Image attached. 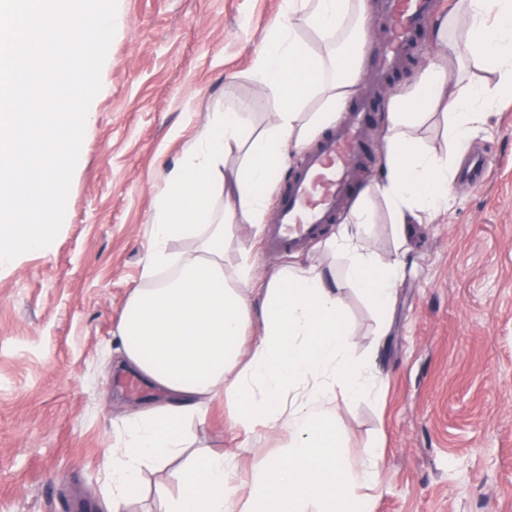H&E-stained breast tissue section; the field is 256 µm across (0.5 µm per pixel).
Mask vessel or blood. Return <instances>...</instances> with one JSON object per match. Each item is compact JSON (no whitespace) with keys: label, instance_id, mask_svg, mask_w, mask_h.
Masks as SVG:
<instances>
[{"label":"vessel or blood","instance_id":"1","mask_svg":"<svg viewBox=\"0 0 512 512\" xmlns=\"http://www.w3.org/2000/svg\"><path fill=\"white\" fill-rule=\"evenodd\" d=\"M386 32L376 45L373 76L350 104L344 118L302 151L300 162L281 189L276 219L268 224L263 252H296L319 239L329 225L345 217L367 182L372 116L383 106L382 92L417 46L420 34L432 25L435 0H380Z\"/></svg>","mask_w":512,"mask_h":512}]
</instances>
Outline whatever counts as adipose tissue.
Here are the masks:
<instances>
[{"instance_id":"1","label":"adipose tissue","mask_w":512,"mask_h":512,"mask_svg":"<svg viewBox=\"0 0 512 512\" xmlns=\"http://www.w3.org/2000/svg\"><path fill=\"white\" fill-rule=\"evenodd\" d=\"M284 11L302 15L334 54L310 55L292 26L276 25L253 66L257 83L275 101L274 123L255 135L239 112L213 118L155 197V247L143 261L140 287L123 306L116 365L162 399L124 422L119 447L106 456L112 483L106 512H127L142 492L145 471L181 456L188 463L171 512H368L354 489L377 482L378 451L366 449L358 466L344 465L332 422L339 404L379 394L373 360L353 356L343 292L356 289L386 309L407 264L381 259L365 244L371 221L365 200L384 198L401 233L447 211L448 159L427 151L410 131L428 114L441 113L448 139L460 151L486 122L499 88L512 85V0H457L437 19L433 35L446 52L407 93L392 98L384 177L365 189L364 201L330 243L347 261L346 280L310 265L259 284L245 263L231 286L224 277L228 225L241 217L261 224L263 189L286 151L304 147L335 120L355 94L365 62L368 0H285ZM454 66L475 68L480 76L451 79ZM314 96L320 110L305 111ZM239 150L246 163L227 168V158ZM219 194L225 201L220 213L213 206ZM176 239L197 246L171 252L168 244ZM254 317L263 334L248 346L244 335ZM227 393L242 403L232 424L284 426L292 437L280 454L252 471L242 496L232 483L231 455L189 451L181 432Z\"/></svg>"}]
</instances>
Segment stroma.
<instances>
[{
    "instance_id": "1",
    "label": "stroma",
    "mask_w": 512,
    "mask_h": 512,
    "mask_svg": "<svg viewBox=\"0 0 512 512\" xmlns=\"http://www.w3.org/2000/svg\"><path fill=\"white\" fill-rule=\"evenodd\" d=\"M283 0H118L116 32L92 100L66 215L49 254L0 269V512H104L105 457L127 411L157 402L120 386L121 311L141 283L154 197L192 140L228 108L248 130L274 121L253 76ZM470 139L489 160L479 187L454 178L447 212L398 239L382 198L368 204V242L408 263L381 312L345 295L353 354L377 355L380 395L341 404V455L379 448L372 512H512V87ZM261 232L232 225L224 274L241 261L270 276L294 260L344 277L345 258L318 242L300 257L262 256ZM225 395L188 427L192 448L234 454L235 485L287 447L278 427L233 426ZM181 464L151 470L133 512H166Z\"/></svg>"
}]
</instances>
